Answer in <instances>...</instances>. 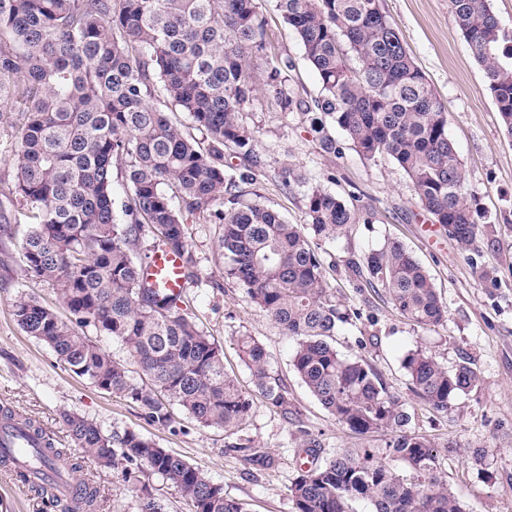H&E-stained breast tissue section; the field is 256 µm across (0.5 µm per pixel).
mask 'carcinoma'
<instances>
[{"instance_id": "carcinoma-1", "label": "carcinoma", "mask_w": 512, "mask_h": 512, "mask_svg": "<svg viewBox=\"0 0 512 512\" xmlns=\"http://www.w3.org/2000/svg\"><path fill=\"white\" fill-rule=\"evenodd\" d=\"M305 57L319 76L318 110L367 159L391 158L408 176L417 203L472 250L495 225L480 224L466 191L467 172L448 138V113L409 54L379 0H277ZM456 26L482 67L512 139V45L490 0H448ZM266 50L256 0H0V102L23 105L9 157L14 193L31 227L21 246L23 270L49 283L69 311L64 320L34 298L19 297L13 316L74 375L138 403L167 426L171 409L202 427L226 431L251 411L249 393L224 372V350L182 300L142 280L133 256L149 236L195 276L185 223L208 213L223 225L217 249L224 278L293 338L291 365L312 395L349 431L391 433L380 448H339L300 463L288 486L295 512H465L441 475L440 448L410 431L403 397L360 356L336 348V329L358 317L327 288L310 238L334 239L356 222L355 206L317 187L307 195L306 224H290L273 207L247 198L255 173L224 166V151L257 162L255 132L239 120L259 91L253 59ZM188 114L202 133H184L169 113ZM126 188L116 212L114 173ZM179 199L181 205L174 204ZM352 274L385 290L421 328L447 318L428 272L397 240L349 262ZM91 327L120 342L146 383L85 333ZM237 348L253 386L288 411V388L269 373L270 356L253 336ZM409 391L438 412L476 386L468 363L450 370L422 348L403 359ZM67 444L49 437L26 452L35 466L77 477L71 496L51 484L39 490L59 512H98L100 488L83 476L132 466L177 491L192 512H246L199 467L139 431L106 434L95 422L63 411ZM139 512H166L144 486Z\"/></svg>"}]
</instances>
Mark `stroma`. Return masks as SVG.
I'll return each instance as SVG.
<instances>
[{"label":"stroma","mask_w":512,"mask_h":512,"mask_svg":"<svg viewBox=\"0 0 512 512\" xmlns=\"http://www.w3.org/2000/svg\"><path fill=\"white\" fill-rule=\"evenodd\" d=\"M257 6L266 21V56L254 62L256 81L264 83L268 60H288L285 88L295 104L284 106L263 90L244 106L240 120L258 138L259 165L251 192L292 224L307 223V194L314 186L370 212V222H356L342 236L318 242L327 282L358 312L352 324L337 331L336 348L346 356H362L403 395L408 376L402 360L408 350L426 349L451 369L469 362L478 382L447 413L409 397L412 426L438 445L483 452L479 462L456 457L442 463L466 512H512V140L504 134L485 74L457 29L448 0H381V8L444 104L448 136L467 169L466 192L479 215L496 227L494 236L480 239L466 253L421 209L395 162L363 158L337 123L314 108L320 84L300 41L276 0H257ZM326 135L335 139V153L322 150ZM285 170L295 175L288 187L281 180ZM14 180L12 163L0 161V210L13 217L0 224V406L36 419L60 437L65 434L58 422L63 411L79 413L108 433L140 431L201 468L223 485L225 496L244 502L249 512H293L288 485L305 442L314 441L326 456L339 448H375L388 440L385 432L350 433L311 395L291 366L293 340L255 308L243 288L225 280L224 259L216 248L221 227L199 214L186 223L196 276L187 284L182 306L221 345L226 371L248 389L252 409L247 420L227 432L200 426L177 410L172 423L161 427L131 399L112 396L75 376L12 316V305L22 296L56 302L51 285L29 279L23 271L21 245L30 223L24 206L9 192ZM387 238L400 240L431 275L448 309L443 325L414 326L382 289L365 287L350 274V260ZM481 268L489 270V279L479 278ZM242 334L265 346L271 375L288 387V410L271 406L253 388L236 351ZM262 454L269 455V462H259ZM87 474L101 490L99 512H138L137 495L145 484L165 500L167 512H191L175 488L147 472L92 467ZM0 512L52 510L20 482L13 468L0 465Z\"/></svg>","instance_id":"1"}]
</instances>
